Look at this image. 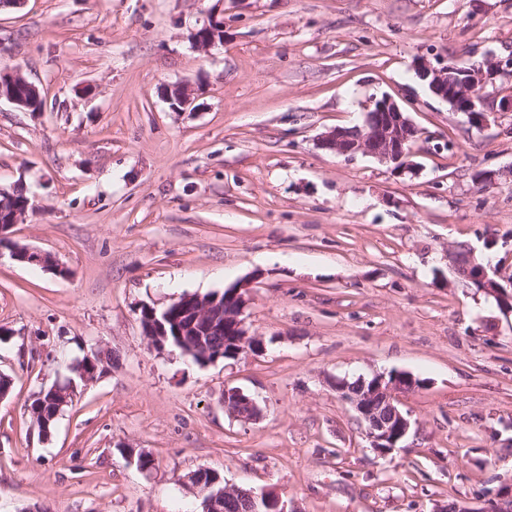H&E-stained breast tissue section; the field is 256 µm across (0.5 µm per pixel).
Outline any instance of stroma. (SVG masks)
Here are the masks:
<instances>
[{
	"mask_svg": "<svg viewBox=\"0 0 512 512\" xmlns=\"http://www.w3.org/2000/svg\"><path fill=\"white\" fill-rule=\"evenodd\" d=\"M224 40L190 34L216 3ZM512 58V0H22L0 67L43 111L0 101V189L37 207L0 249V512H201L200 468L299 512L482 507L512 483V317L467 287L458 246L512 277V112L469 124L419 58ZM193 91L171 109V86ZM392 97L421 131L413 171L319 147ZM496 178L479 184L476 172ZM251 282L263 354L201 367L157 352L139 309ZM50 436L28 406L94 350ZM406 371L401 448H372L338 380ZM241 389L262 410L225 411ZM148 453L151 470L120 448ZM224 409L242 421L256 420L261 415V409L257 402L238 388H229L224 391ZM248 404L249 412L241 411L242 404Z\"/></svg>",
	"mask_w": 512,
	"mask_h": 512,
	"instance_id": "obj_1",
	"label": "stroma"
}]
</instances>
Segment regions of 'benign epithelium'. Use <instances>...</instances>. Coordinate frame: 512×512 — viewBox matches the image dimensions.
<instances>
[{"label":"benign epithelium","instance_id":"1","mask_svg":"<svg viewBox=\"0 0 512 512\" xmlns=\"http://www.w3.org/2000/svg\"><path fill=\"white\" fill-rule=\"evenodd\" d=\"M220 33H224V21L212 14L208 23L197 29L192 38L197 47L208 49L214 45ZM416 69L420 79L427 83L429 91L436 98L447 103L452 110L469 116L473 124L481 125L486 120L485 105L473 104L474 96L486 85L494 83L498 75L511 70L512 59L503 61L491 52L483 65L473 66L454 58H442L434 63L422 58ZM371 111L374 116L366 118L361 127H338L326 132L320 139V147L346 158L358 154L371 155L395 171L405 173L412 170L411 151L406 144L418 138L420 129L388 96L374 101ZM11 256L20 263H38L47 270L60 271L58 264L47 263L48 254L38 250L27 248L21 254L13 251ZM450 259L460 278L474 283L479 291L493 297L504 313L512 315V291L492 278L487 268L477 262L473 254H468V262L465 264L460 262L456 251L450 255ZM247 290L248 284L236 283L229 287V293L224 297L217 295L205 299L184 295L177 299L181 324L177 326L176 333L182 343L184 356L206 366L220 359H238L263 351L262 338L249 334L243 317ZM145 313L148 318L141 324L143 335L151 346L162 351L167 339L164 327V321L169 319L167 310L159 312L156 307L147 305ZM226 327L231 328L235 336L231 348L226 351L209 348L204 337ZM104 359L106 352L102 350L88 357L89 366L80 369L82 381L93 380ZM415 388L416 379L409 373L391 371L374 375L370 386H364L356 393L340 387L336 391L354 405L365 424V433L371 447L381 453H388L399 447L411 428L410 419L398 407V397ZM223 403L224 410L245 422L256 420L261 415L257 402L238 388L224 390ZM237 497L248 499L254 512L262 501L275 505V512H290L288 502L274 491L263 490L257 493L252 489L227 486L220 493L202 501L203 512H223L224 500ZM434 512H512V485L502 487L481 508L451 502L437 506Z\"/></svg>","mask_w":512,"mask_h":512}]
</instances>
